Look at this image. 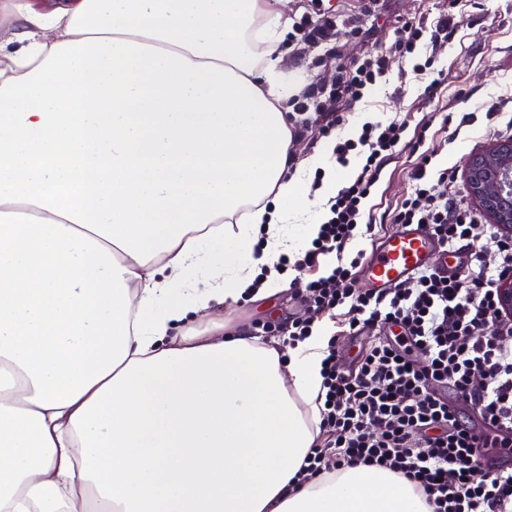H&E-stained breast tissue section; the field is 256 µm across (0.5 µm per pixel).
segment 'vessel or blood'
Segmentation results:
<instances>
[{"instance_id":"vessel-or-blood-1","label":"vessel or blood","mask_w":512,"mask_h":512,"mask_svg":"<svg viewBox=\"0 0 512 512\" xmlns=\"http://www.w3.org/2000/svg\"><path fill=\"white\" fill-rule=\"evenodd\" d=\"M440 243L421 224H406L372 248L362 272L374 288H392L413 272L444 261Z\"/></svg>"}]
</instances>
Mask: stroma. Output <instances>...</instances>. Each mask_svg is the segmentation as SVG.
Instances as JSON below:
<instances>
[{
	"instance_id": "1",
	"label": "stroma",
	"mask_w": 512,
	"mask_h": 512,
	"mask_svg": "<svg viewBox=\"0 0 512 512\" xmlns=\"http://www.w3.org/2000/svg\"><path fill=\"white\" fill-rule=\"evenodd\" d=\"M447 6L448 0H376V21L359 32L351 35L340 26L329 44L284 47V78L291 84L325 82L333 76L337 58H353L365 46H388L396 16L434 19ZM454 14L455 37L440 51L436 64L445 74V84L437 97L425 96L427 82L412 75V61L394 62V75L378 82L373 94L351 106L342 136L353 135L356 120L363 112L377 113L383 119H404L412 125L432 119L429 134L435 148L432 166L436 169L463 167L470 155L501 140L503 129L512 121V0H465ZM400 69L408 70L406 81L398 80L396 72ZM493 106L500 116L491 124L485 114ZM444 113H472L476 120L457 131L443 125L440 116ZM410 167L402 153L382 172L370 200L380 235L395 229L390 214L410 190ZM307 282L306 275H295L266 298L243 299L225 308L224 318L248 330H260L261 341L282 342V326L311 313L305 298Z\"/></svg>"
}]
</instances>
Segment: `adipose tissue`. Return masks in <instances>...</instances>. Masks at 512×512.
Wrapping results in <instances>:
<instances>
[{
	"instance_id": "ef3b65f1",
	"label": "adipose tissue",
	"mask_w": 512,
	"mask_h": 512,
	"mask_svg": "<svg viewBox=\"0 0 512 512\" xmlns=\"http://www.w3.org/2000/svg\"><path fill=\"white\" fill-rule=\"evenodd\" d=\"M281 4L0 0V512H429L381 468L297 481L323 324L224 329L343 175L332 137L293 160Z\"/></svg>"
}]
</instances>
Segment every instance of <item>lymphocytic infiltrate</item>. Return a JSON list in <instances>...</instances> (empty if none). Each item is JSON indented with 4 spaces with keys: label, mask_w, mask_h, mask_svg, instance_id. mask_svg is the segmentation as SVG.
Returning <instances> with one entry per match:
<instances>
[{
    "label": "lymphocytic infiltrate",
    "mask_w": 512,
    "mask_h": 512,
    "mask_svg": "<svg viewBox=\"0 0 512 512\" xmlns=\"http://www.w3.org/2000/svg\"><path fill=\"white\" fill-rule=\"evenodd\" d=\"M292 25L293 43L320 45L329 40L334 21L319 12L320 0ZM457 0H450L436 21L398 18L394 39L385 49L369 48L340 62L331 88L309 85L293 103L297 112H314L318 132L336 135L337 164L351 158L361 170L329 201V215L304 255L280 260L277 271L315 269L332 254L336 266L312 278L306 298L312 317L289 323V343L309 336L319 315L335 319L349 333H376L345 368L336 339H329L323 360L324 405L318 442L301 476H316L348 465L379 467L403 477L426 498L430 512H512V471L487 469V457L512 456V317L500 314L497 286L512 276V236L485 222L463 199L438 193L437 185L459 180L457 168L430 173L432 153L422 123L407 135L398 119L367 122L353 138L340 137L350 104L391 72L392 58L424 54L423 69L435 63L434 48L447 43L454 28ZM414 158L411 188L391 214L395 224H422L449 254L461 255L475 239L488 241L464 271L448 278L434 268L417 271L385 292L360 288L363 254L346 248L359 236L374 237L362 225L366 204L386 163L402 150ZM423 362H415L412 351Z\"/></svg>",
    "instance_id": "lymphocytic-infiltrate-1"
}]
</instances>
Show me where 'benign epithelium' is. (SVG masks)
<instances>
[{"label":"benign epithelium","instance_id":"7a95c632","mask_svg":"<svg viewBox=\"0 0 512 512\" xmlns=\"http://www.w3.org/2000/svg\"><path fill=\"white\" fill-rule=\"evenodd\" d=\"M470 193L491 223L512 235V140L497 141L472 155L464 166ZM501 313L512 316V278L497 288Z\"/></svg>","mask_w":512,"mask_h":512}]
</instances>
